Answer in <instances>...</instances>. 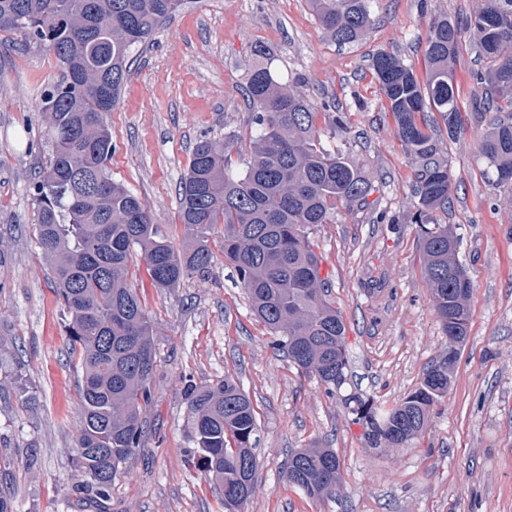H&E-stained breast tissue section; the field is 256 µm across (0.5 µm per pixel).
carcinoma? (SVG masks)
Returning a JSON list of instances; mask_svg holds the SVG:
<instances>
[{"instance_id": "carcinoma-1", "label": "carcinoma", "mask_w": 512, "mask_h": 512, "mask_svg": "<svg viewBox=\"0 0 512 512\" xmlns=\"http://www.w3.org/2000/svg\"><path fill=\"white\" fill-rule=\"evenodd\" d=\"M376 0H308L324 34L337 44L356 42L372 25ZM185 0H0V31L25 46L52 51L61 75L43 92L38 112L52 145L48 165L29 183L36 208L34 235L50 262L55 292L67 314L66 334L79 352L82 422L73 493L101 509L112 484L147 433L156 355L151 321L129 277L140 249L152 284L173 288L212 267L209 238L220 232L224 260L237 274L255 318L271 346L302 373L317 377L334 396L346 380V324L320 274L311 231L331 221L340 203L366 202L371 183L339 153L317 148L325 110L331 126L343 113L315 104L280 80L270 49L255 50L245 86L253 110L250 160L238 175L229 170L234 140L201 139L178 189L184 229L181 245L151 224L137 196L112 180V112L127 82L130 59ZM482 63L474 73L491 113L481 152L512 186V0H483L461 26L447 18L432 25L426 43V81L398 56L380 51L370 66L396 124L405 153L417 162V201L409 220L421 225L424 278L446 336L443 356L421 385L385 409L359 394L344 399L373 448H406L426 430L448 393L470 323L473 283L456 258L458 237L436 214L448 213L453 174L427 113H437L448 137L462 129L454 62L462 30ZM188 426L201 471L215 480L224 512H244L259 468V425L250 396L231 377L214 385H186ZM286 482L316 499L340 492V462L331 448L294 452Z\"/></svg>"}]
</instances>
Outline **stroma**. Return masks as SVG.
<instances>
[{
  "mask_svg": "<svg viewBox=\"0 0 512 512\" xmlns=\"http://www.w3.org/2000/svg\"><path fill=\"white\" fill-rule=\"evenodd\" d=\"M481 0H382L358 42L338 46L307 0H188L143 50L119 105L107 117L115 149L108 162L161 234L181 241L178 185L193 143L234 137V171L245 170L251 108L243 97L254 50L314 101L335 103L345 127L322 147L342 153L370 180L364 204H341L311 235L321 275L347 326L346 382L330 397L270 346L244 290L225 265L220 235L209 246L208 278L154 287L140 254L130 271L149 315L157 393L144 448L112 487V512H224L222 495L190 459L186 380L230 375L250 395L260 425V466L245 512H512V192L480 152L484 120L474 108V52L454 64L464 129L439 139L456 190L444 219L459 237L458 258L473 281L470 327L447 395L409 448H372L343 395L391 407L418 387L445 338L425 283L420 227L408 223L415 163L395 135L370 67L387 51L424 75L423 51L440 17L462 22ZM60 73L56 56L0 32V238L12 262L0 280V495L13 512H94L71 490L82 412V371L64 331L52 273L33 231L29 180L51 148L38 110ZM321 444L339 457L343 491L324 500L288 486L291 452ZM36 465L26 462L28 448Z\"/></svg>",
  "mask_w": 512,
  "mask_h": 512,
  "instance_id": "35a3bbf8",
  "label": "stroma"
}]
</instances>
